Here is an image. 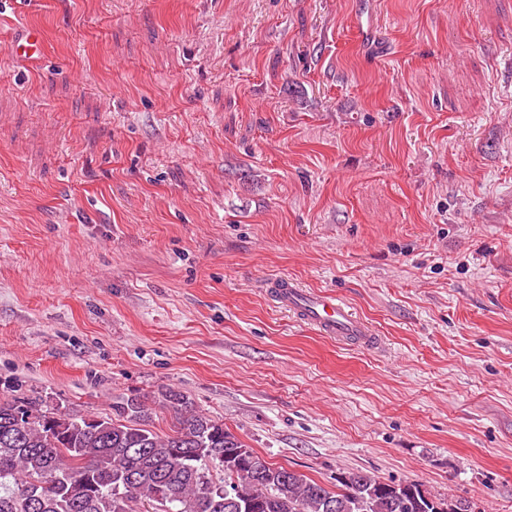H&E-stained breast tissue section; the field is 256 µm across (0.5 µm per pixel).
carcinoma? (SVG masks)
<instances>
[{"instance_id": "obj_1", "label": "carcinoma", "mask_w": 512, "mask_h": 512, "mask_svg": "<svg viewBox=\"0 0 512 512\" xmlns=\"http://www.w3.org/2000/svg\"><path fill=\"white\" fill-rule=\"evenodd\" d=\"M161 397L177 422L165 435L137 395L97 415L0 397V512H238L226 485L250 512H473L466 499L359 471L339 473L332 490L266 462L182 391Z\"/></svg>"}]
</instances>
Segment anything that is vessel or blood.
I'll use <instances>...</instances> for the list:
<instances>
[{"label": "vessel or blood", "instance_id": "1", "mask_svg": "<svg viewBox=\"0 0 512 512\" xmlns=\"http://www.w3.org/2000/svg\"><path fill=\"white\" fill-rule=\"evenodd\" d=\"M9 49L15 58L31 65L37 64L45 50L44 34L39 27H28L15 34ZM269 290L299 319L316 325L323 333L356 344L372 343L369 327L353 316L339 299L297 288L293 282L283 278L270 281Z\"/></svg>", "mask_w": 512, "mask_h": 512}]
</instances>
